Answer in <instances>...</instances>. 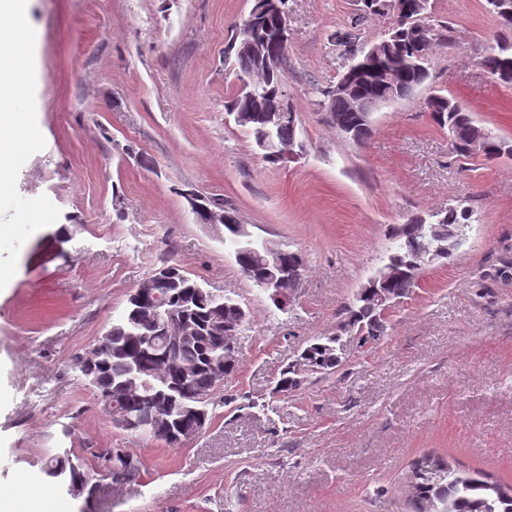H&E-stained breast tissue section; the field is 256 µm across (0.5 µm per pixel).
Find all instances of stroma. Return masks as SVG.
I'll return each mask as SVG.
<instances>
[{"label": "stroma", "instance_id": "1", "mask_svg": "<svg viewBox=\"0 0 512 512\" xmlns=\"http://www.w3.org/2000/svg\"><path fill=\"white\" fill-rule=\"evenodd\" d=\"M252 5L30 0L31 63L17 77L42 137L20 147L0 193V487L49 491L67 512H407L405 468L430 451L512 481V157H456L423 108L446 89L512 140V88L481 64L496 18L485 0H430L453 47L357 144L312 88L338 80L336 30L377 41L391 19L360 0H288L284 80L306 151L273 165L227 113L238 81L224 49ZM189 191L303 255L291 305L277 309L245 278L223 228L196 223ZM451 207L470 213L463 245L426 267L384 336L343 337L335 373L274 396L279 371L335 333L384 264L389 226ZM164 258L250 315L239 374L177 448L120 428L78 368ZM101 448L137 458L140 480L114 486ZM64 452L83 461L93 497L43 473Z\"/></svg>", "mask_w": 512, "mask_h": 512}]
</instances>
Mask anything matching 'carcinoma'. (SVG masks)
<instances>
[{"label": "carcinoma", "mask_w": 512, "mask_h": 512, "mask_svg": "<svg viewBox=\"0 0 512 512\" xmlns=\"http://www.w3.org/2000/svg\"><path fill=\"white\" fill-rule=\"evenodd\" d=\"M288 0H279L281 10L270 8L269 0H253L248 17L234 26L225 47V57H234L239 89L229 105V114L237 116L241 127L256 146H261L268 118L286 97L283 70L271 68L252 49L256 42H274L288 21ZM366 14H390L393 26L387 37L376 41L379 56L366 65L349 54L354 35L346 30L334 34L336 47L347 55V64L339 80L349 84L350 93L336 86L315 88L323 97L321 105L329 123L354 130V141L362 142L371 133V121L352 108L353 98H380L397 92L403 99L414 95L429 79V59L452 36L429 23L415 25V17L428 13L429 0H361ZM486 8L498 20L497 48L483 56L487 71L504 86L512 87V0H486ZM425 108L434 124L448 130L453 153L461 158L472 156L469 150L476 124L471 112L456 97L436 91L426 100ZM295 111L283 112L278 118L277 136L281 141L297 137ZM488 148L482 153L487 160L512 157V141L489 135ZM469 219L466 211H440L437 219L425 223L420 217L391 227L396 243L394 260L400 273L371 288H360L351 303L344 307L346 317L336 327V335L319 336L305 347L297 359L282 368L274 393L288 395L313 374L330 375L341 364L337 344L344 335H358L376 340L387 329L384 305H395L419 287L424 269L415 265L418 255L448 240H438L448 225H460ZM240 221L236 214L224 210V242L234 247L241 272L255 286L271 275L284 276L288 271L305 272L301 253L261 242V250L240 241ZM147 299L135 306L129 317L112 323L95 346L80 358L82 375L96 391L103 407L121 416H138L155 406L172 429L192 435L200 432L212 419H202L191 408L215 406V394L224 380L238 372L236 352L229 336L238 334L249 321L247 312L232 298L213 295L182 267L165 260L161 267L140 284ZM96 458L112 468V482L130 484L141 474L139 461L124 467L113 449L102 448ZM44 473L73 485L89 481L82 466L67 455L51 458ZM410 512H512V483H505L481 469H463L450 457L423 454L414 459L403 477Z\"/></svg>", "instance_id": "obj_1"}]
</instances>
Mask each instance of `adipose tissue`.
<instances>
[{
  "mask_svg": "<svg viewBox=\"0 0 512 512\" xmlns=\"http://www.w3.org/2000/svg\"><path fill=\"white\" fill-rule=\"evenodd\" d=\"M30 0H0V31L11 44L0 50V192L7 189L9 179L5 162L14 158L19 147L35 142L41 131L27 112L18 110L14 94L26 86L16 77L24 65L23 50L34 41V33L26 24Z\"/></svg>",
  "mask_w": 512,
  "mask_h": 512,
  "instance_id": "1",
  "label": "adipose tissue"
}]
</instances>
